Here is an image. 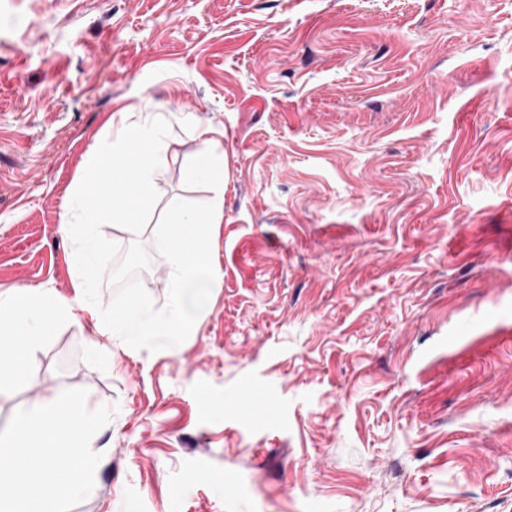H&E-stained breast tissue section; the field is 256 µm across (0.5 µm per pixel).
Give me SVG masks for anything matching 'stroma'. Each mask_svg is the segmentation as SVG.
Masks as SVG:
<instances>
[{
  "label": "stroma",
  "instance_id": "obj_1",
  "mask_svg": "<svg viewBox=\"0 0 512 512\" xmlns=\"http://www.w3.org/2000/svg\"><path fill=\"white\" fill-rule=\"evenodd\" d=\"M165 119L150 257L201 121L224 151L206 312L133 349L75 309L18 409L107 407L72 512H512V0H0V290L71 298L61 214Z\"/></svg>",
  "mask_w": 512,
  "mask_h": 512
}]
</instances>
